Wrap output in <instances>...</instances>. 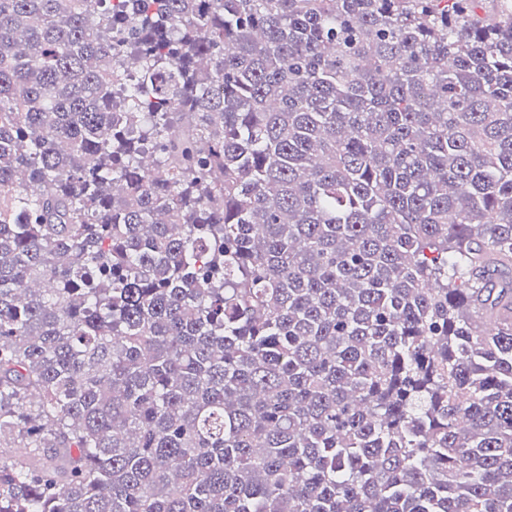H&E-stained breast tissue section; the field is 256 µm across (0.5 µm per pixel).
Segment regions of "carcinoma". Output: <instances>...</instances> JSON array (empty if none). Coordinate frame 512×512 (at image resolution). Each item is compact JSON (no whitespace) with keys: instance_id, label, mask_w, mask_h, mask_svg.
Instances as JSON below:
<instances>
[{"instance_id":"cac0c4a2","label":"carcinoma","mask_w":512,"mask_h":512,"mask_svg":"<svg viewBox=\"0 0 512 512\" xmlns=\"http://www.w3.org/2000/svg\"><path fill=\"white\" fill-rule=\"evenodd\" d=\"M97 2L0 0V512H512V0Z\"/></svg>"}]
</instances>
